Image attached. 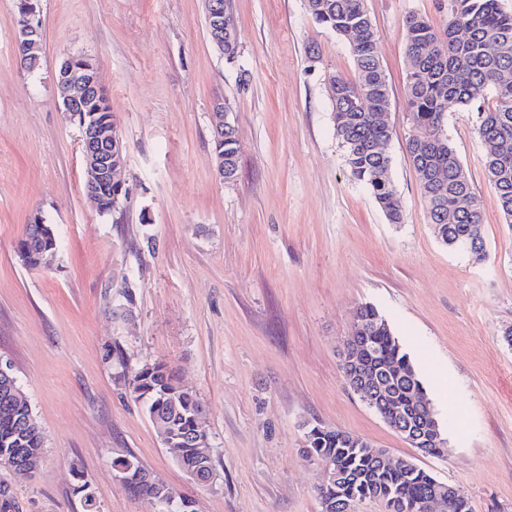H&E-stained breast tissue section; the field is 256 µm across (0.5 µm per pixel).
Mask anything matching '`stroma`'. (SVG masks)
I'll return each instance as SVG.
<instances>
[{"label":"stroma","mask_w":512,"mask_h":512,"mask_svg":"<svg viewBox=\"0 0 512 512\" xmlns=\"http://www.w3.org/2000/svg\"><path fill=\"white\" fill-rule=\"evenodd\" d=\"M365 5L391 85L400 224L345 168L327 79L352 56L305 0H231V60L202 0H38L32 72L15 48L17 2L0 0V363L44 439L35 472L0 464V512H85L82 480L98 512H154L112 465L128 455L196 512H321L308 423L459 486L472 512H512V226L466 110L450 108L446 130L483 204L486 260L441 243L406 148L403 19L442 26L448 0ZM70 56L98 67L127 147L126 196L105 213L86 198L79 125L56 95ZM219 101L240 145L231 183L214 154ZM36 214L59 249L31 269L17 245ZM364 304L409 353L442 455L412 447L344 380L339 354ZM155 362L203 405L210 482L180 468L124 382Z\"/></svg>","instance_id":"35a3bbf8"}]
</instances>
